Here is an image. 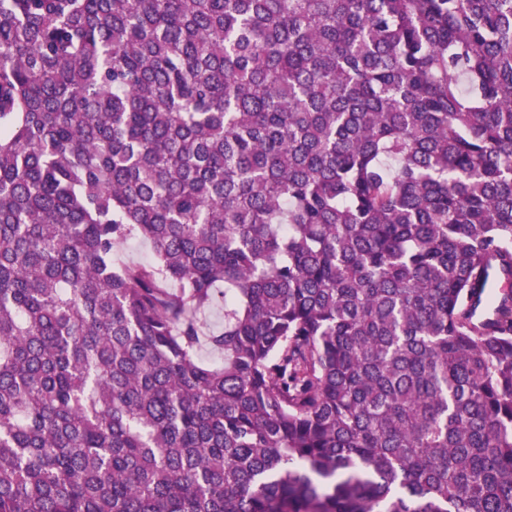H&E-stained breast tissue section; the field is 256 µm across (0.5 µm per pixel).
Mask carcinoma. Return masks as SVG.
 <instances>
[{
    "label": "carcinoma",
    "mask_w": 512,
    "mask_h": 512,
    "mask_svg": "<svg viewBox=\"0 0 512 512\" xmlns=\"http://www.w3.org/2000/svg\"><path fill=\"white\" fill-rule=\"evenodd\" d=\"M0 512H512V0H0Z\"/></svg>",
    "instance_id": "obj_1"
}]
</instances>
